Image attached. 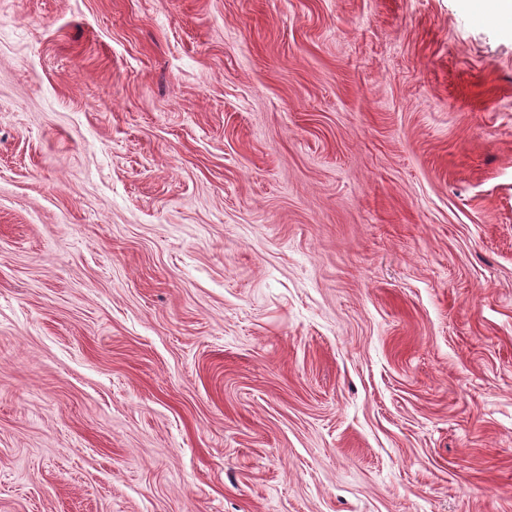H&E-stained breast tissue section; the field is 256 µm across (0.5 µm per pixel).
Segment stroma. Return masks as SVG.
<instances>
[{
    "mask_svg": "<svg viewBox=\"0 0 512 512\" xmlns=\"http://www.w3.org/2000/svg\"><path fill=\"white\" fill-rule=\"evenodd\" d=\"M0 512H512V31L0 0Z\"/></svg>",
    "mask_w": 512,
    "mask_h": 512,
    "instance_id": "35a3bbf8",
    "label": "stroma"
}]
</instances>
